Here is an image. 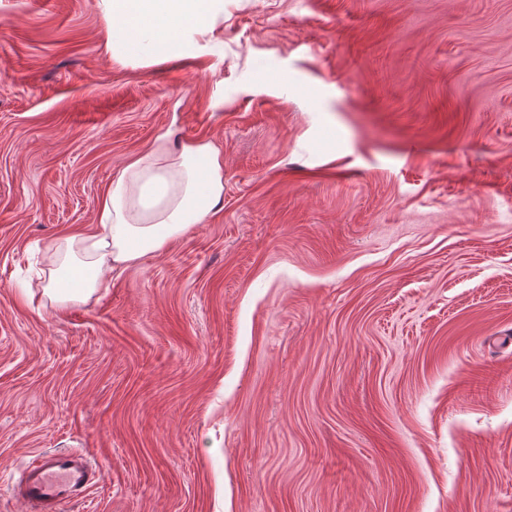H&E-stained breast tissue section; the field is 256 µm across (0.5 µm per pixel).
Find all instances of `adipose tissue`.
<instances>
[{
    "mask_svg": "<svg viewBox=\"0 0 512 512\" xmlns=\"http://www.w3.org/2000/svg\"><path fill=\"white\" fill-rule=\"evenodd\" d=\"M220 0H97L107 23L109 56H161L189 34L207 33ZM224 195V161L204 143L174 152L160 146L127 164L102 197L99 234L68 236L55 246L61 262L47 291L60 303L102 288L112 270L157 253L200 223Z\"/></svg>",
    "mask_w": 512,
    "mask_h": 512,
    "instance_id": "obj_1",
    "label": "adipose tissue"
}]
</instances>
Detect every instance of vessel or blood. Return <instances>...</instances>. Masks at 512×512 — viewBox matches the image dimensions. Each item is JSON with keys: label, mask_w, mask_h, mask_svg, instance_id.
<instances>
[{"label": "vessel or blood", "mask_w": 512, "mask_h": 512, "mask_svg": "<svg viewBox=\"0 0 512 512\" xmlns=\"http://www.w3.org/2000/svg\"><path fill=\"white\" fill-rule=\"evenodd\" d=\"M101 477L100 466L83 452H43L23 469L19 491L28 512H56L62 504L84 498Z\"/></svg>", "instance_id": "obj_1"}]
</instances>
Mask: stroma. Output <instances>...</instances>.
Wrapping results in <instances>:
<instances>
[{
  "label": "stroma",
  "instance_id": "1",
  "mask_svg": "<svg viewBox=\"0 0 512 512\" xmlns=\"http://www.w3.org/2000/svg\"><path fill=\"white\" fill-rule=\"evenodd\" d=\"M96 0H0V512H512V0H221L112 59ZM212 143L224 197L87 300L52 243ZM102 477V469L82 451L39 453L23 469L20 496L27 511L51 512L84 498Z\"/></svg>",
  "mask_w": 512,
  "mask_h": 512
}]
</instances>
